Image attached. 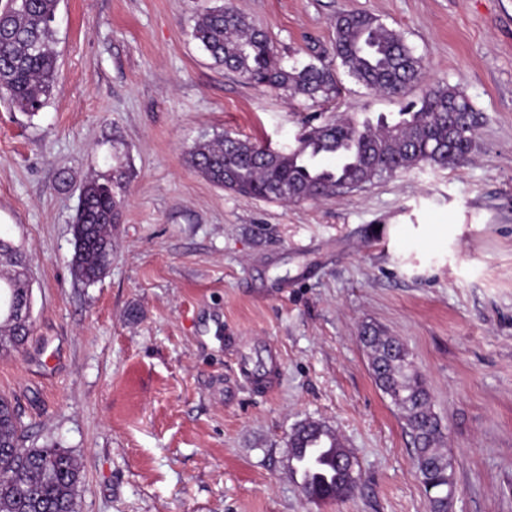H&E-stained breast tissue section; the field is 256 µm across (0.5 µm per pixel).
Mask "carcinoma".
I'll return each instance as SVG.
<instances>
[{
	"instance_id": "carcinoma-1",
	"label": "carcinoma",
	"mask_w": 512,
	"mask_h": 512,
	"mask_svg": "<svg viewBox=\"0 0 512 512\" xmlns=\"http://www.w3.org/2000/svg\"><path fill=\"white\" fill-rule=\"evenodd\" d=\"M59 0H5L0 7V96L21 112H39L56 78L52 23ZM332 57L370 91L401 97L422 77L420 58L404 38L378 17L345 12L333 21ZM193 37L215 64L248 83L289 92L316 102L338 91L333 70L310 62L285 69L266 34L226 0L200 16ZM390 123L353 117L308 124L288 149L249 139L224 138L195 144L191 167L209 181L240 195L299 203L342 194L387 175L422 166L453 168L470 160L483 120L468 98L451 87H432L407 104ZM123 201L114 187L88 180L73 224L75 277L86 285L100 281L112 259V231L122 222ZM15 290L32 292L27 257L0 247V352L24 344L32 322L18 324L3 298ZM372 376L401 410L413 440L416 469L432 512H446L453 491L452 457L438 448L441 426L429 393L404 343L364 329ZM334 432L306 424L292 433L289 457L307 455L314 480L303 486L312 501L342 500L355 491L359 474L336 467ZM80 466L63 448H26L21 417L0 397V512H75Z\"/></svg>"
}]
</instances>
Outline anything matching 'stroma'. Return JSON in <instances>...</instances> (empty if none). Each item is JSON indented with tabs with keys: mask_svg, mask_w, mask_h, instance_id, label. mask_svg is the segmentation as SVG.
<instances>
[{
	"mask_svg": "<svg viewBox=\"0 0 512 512\" xmlns=\"http://www.w3.org/2000/svg\"><path fill=\"white\" fill-rule=\"evenodd\" d=\"M218 0H60L57 83L35 115L0 99V236L26 251L33 330L0 355L28 448L68 450L76 512H432L364 327L405 343L454 464L450 512H512V0H232L285 67L363 11L421 60L406 96L336 68L314 105L248 84L192 38ZM482 112L470 161L330 198L245 197L187 156L218 135L293 145L312 116L397 121L425 87ZM121 182L112 263L72 269L83 184ZM137 319H129V309ZM276 381L255 390L243 356ZM317 421L360 474L308 500L287 440Z\"/></svg>",
	"mask_w": 512,
	"mask_h": 512,
	"instance_id": "stroma-1",
	"label": "stroma"
}]
</instances>
